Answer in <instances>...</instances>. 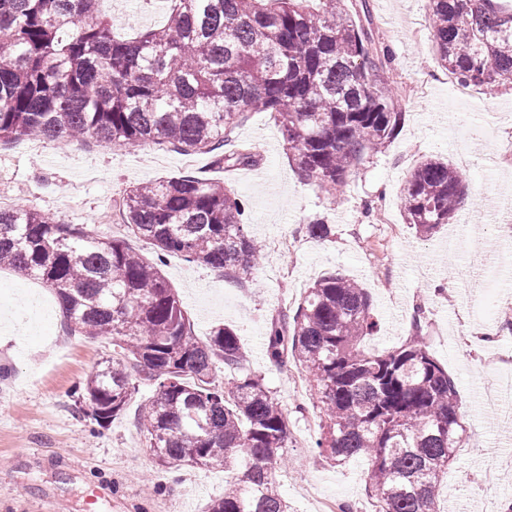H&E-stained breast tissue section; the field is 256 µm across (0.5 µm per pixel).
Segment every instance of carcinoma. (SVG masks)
<instances>
[{"mask_svg":"<svg viewBox=\"0 0 512 512\" xmlns=\"http://www.w3.org/2000/svg\"><path fill=\"white\" fill-rule=\"evenodd\" d=\"M101 0H0V144L92 138L212 155L217 169L249 166L233 143L253 112H273L291 159L329 196L396 134L403 112L383 87L368 0H158L166 22L113 34ZM504 0H432L429 23L443 67L462 85L512 80V7ZM461 173L441 160L413 169L406 221L429 238L464 205ZM150 263L92 224H58L26 205L0 208V266L57 295L68 333L112 337V356L78 388L82 418L102 426L127 408L132 373L152 382L140 421L158 466L224 468V496L207 512H288L276 473L286 466L288 410L245 373L223 384L216 365L242 368L234 329L193 335L160 265L171 255L248 281L260 246L232 188L193 175L132 187L120 206ZM372 297L341 272L317 280L292 313L272 319L271 362L292 363L318 387L325 436L340 465L361 458L380 512H439L448 462L463 447L455 380L419 334L382 353L364 346Z\"/></svg>","mask_w":512,"mask_h":512,"instance_id":"1","label":"carcinoma"}]
</instances>
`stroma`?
<instances>
[{
  "mask_svg": "<svg viewBox=\"0 0 512 512\" xmlns=\"http://www.w3.org/2000/svg\"><path fill=\"white\" fill-rule=\"evenodd\" d=\"M380 46L393 55L389 76L403 96L397 136L368 157L335 199L323 195L289 159L273 113L257 112L233 132L250 147L254 167L217 171L203 153L185 156L170 146L112 148L93 140L20 139L0 147V195L28 205L62 224H93L100 235L118 236L107 223L130 186L192 174L219 178L245 202L251 237L266 244L256 281L242 286L222 272L170 257L161 270L178 293L198 338L226 325L242 338L246 372L261 376L288 408V464L279 476L290 512H316L301 488L321 490L351 506L371 501L365 465H336L314 450L322 422L314 393L295 394V366L280 368L265 353V333L282 307L296 309L308 288L340 271L363 284L373 300L376 327L365 346L373 352L399 346L421 327L433 355L456 384L464 446L448 465L439 489L442 512H501L512 504V394L487 408L482 394L492 377L484 355L512 358V318L504 295L483 294L478 271L498 243L488 219L500 208L502 176L511 173L495 153L488 129L512 130V85L495 91L471 86L458 95L439 63L428 17L430 0H370ZM113 30L127 36L159 27L165 15L148 0H126L112 11ZM471 163L461 173L468 187L462 215L485 220L477 239H462L449 251L452 226L418 238L406 223L400 190L408 173L427 159ZM73 198L62 206L63 198ZM333 227L329 239L311 238L306 224ZM397 234H390V225ZM294 250L280 259L269 244L282 234ZM0 512H204L224 494V473L182 466L159 470L148 436L134 420L153 393L137 381L130 410L98 427L75 408V391L112 351V339L68 335L55 293L39 280L0 268ZM486 330L491 340L463 347L457 328Z\"/></svg>",
  "mask_w": 512,
  "mask_h": 512,
  "instance_id": "obj_1",
  "label": "stroma"
}]
</instances>
